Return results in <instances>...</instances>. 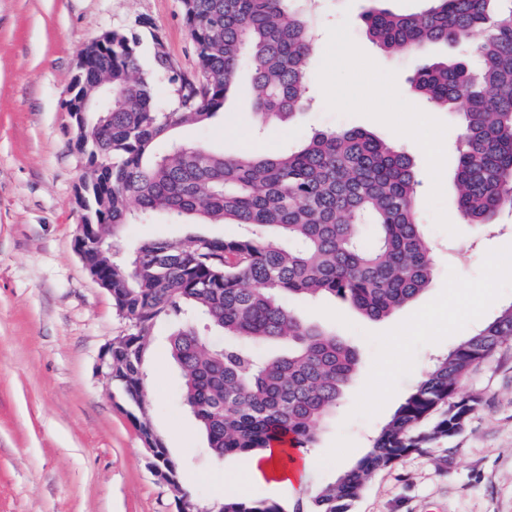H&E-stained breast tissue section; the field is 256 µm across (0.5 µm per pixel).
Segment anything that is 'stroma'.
<instances>
[{
	"label": "stroma",
	"instance_id": "35a3bbf8",
	"mask_svg": "<svg viewBox=\"0 0 512 512\" xmlns=\"http://www.w3.org/2000/svg\"><path fill=\"white\" fill-rule=\"evenodd\" d=\"M371 5L321 0L315 21L324 37L309 64L313 101L296 121L255 134L254 118L237 96L207 127L181 131L217 150L257 145L268 154L297 148L315 130L361 128L390 140L407 116L437 142L430 154L415 136L398 140L414 161L421 222L434 246L428 289L381 320L332 298L300 308L353 347L361 372L373 377L367 391L360 380L350 382L321 425L310 479L315 488L368 451L371 436L433 357L512 304V216L488 233L463 222L454 184L461 119L410 90L418 71L446 58L471 59L473 49L438 43L420 54H388L364 33ZM142 19L163 37L175 65L193 73L197 57L179 0H0V512H178L149 467L119 388L100 368L102 350L128 324L77 252L83 212L76 188L86 161L71 141L63 107L81 48ZM234 232L230 225L159 215L125 225L114 247ZM432 303L453 311V322L437 318L425 331L414 329L415 310ZM169 331V323L157 327L146 391L153 425L191 497L210 506L220 491L287 506L309 503L310 495H277L269 482L252 479L242 456L209 454L181 398L180 373L167 353ZM460 391L481 399L464 432L377 472L352 512H512V339L474 368Z\"/></svg>",
	"mask_w": 512,
	"mask_h": 512
}]
</instances>
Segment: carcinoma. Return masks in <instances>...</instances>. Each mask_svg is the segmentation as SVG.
<instances>
[{
	"label": "carcinoma",
	"instance_id": "carcinoma-1",
	"mask_svg": "<svg viewBox=\"0 0 512 512\" xmlns=\"http://www.w3.org/2000/svg\"><path fill=\"white\" fill-rule=\"evenodd\" d=\"M197 69L187 75L153 33L150 70L140 38L114 29L112 45L90 60L95 77L112 75L101 113L102 152L87 157L85 196L92 216L126 224L164 213L194 224H231L229 237L141 242L112 260V305L127 316L112 342L113 382L136 407L144 433L149 372L159 321L172 325L168 350L182 399L212 456L274 444L281 463L316 439L345 386L359 373L356 351L303 319L296 304L324 297L380 320L417 298L433 276L432 246L422 232L411 156L361 129L318 131L292 151L216 152L174 138L221 110L244 58L251 60L249 111L260 128L290 122L308 102L316 0H181ZM366 36L390 53L432 43L461 44L477 31V65L438 62L411 80L414 94L463 120L456 205L467 224L490 228L512 212V0H430L417 14L374 9ZM169 139L167 149L157 142ZM210 243L213 259L193 249ZM109 244L84 259L107 266ZM512 337V304L437 357L369 451L307 506L229 496L221 512H351L369 479L408 455L457 437L480 405L461 380ZM287 351L264 355L260 348Z\"/></svg>",
	"mask_w": 512,
	"mask_h": 512
}]
</instances>
